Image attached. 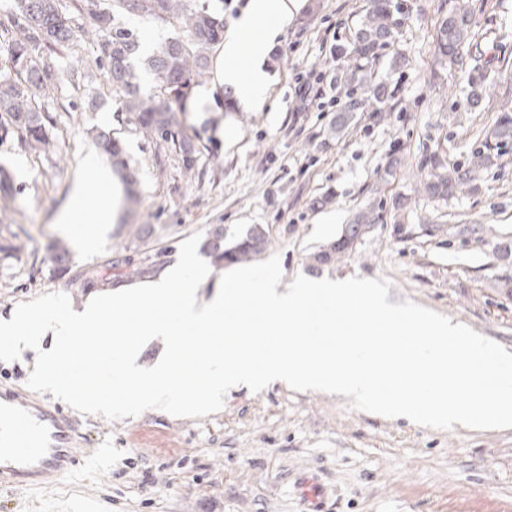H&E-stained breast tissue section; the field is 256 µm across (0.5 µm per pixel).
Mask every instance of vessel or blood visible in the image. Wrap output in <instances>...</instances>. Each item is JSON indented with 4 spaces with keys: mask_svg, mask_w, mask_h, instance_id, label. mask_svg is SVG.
Returning <instances> with one entry per match:
<instances>
[{
    "mask_svg": "<svg viewBox=\"0 0 512 512\" xmlns=\"http://www.w3.org/2000/svg\"><path fill=\"white\" fill-rule=\"evenodd\" d=\"M77 437L72 419L0 391V487L39 488L71 473Z\"/></svg>",
    "mask_w": 512,
    "mask_h": 512,
    "instance_id": "b4317fda",
    "label": "vessel or blood"
}]
</instances>
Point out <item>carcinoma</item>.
<instances>
[{"label": "carcinoma", "mask_w": 512, "mask_h": 512, "mask_svg": "<svg viewBox=\"0 0 512 512\" xmlns=\"http://www.w3.org/2000/svg\"><path fill=\"white\" fill-rule=\"evenodd\" d=\"M90 6L96 32L102 40L99 66L104 71L112 95L121 104L120 112L128 114L127 120L135 131L155 143H163L180 157L186 173L197 167L202 151L209 147L201 138L192 139L184 134L189 117L180 90L185 85L197 88L206 80L209 52L224 37L223 10L208 0H112L108 7L100 0H83ZM64 0H15L10 12V26L14 36L8 44L9 70L0 72V140L16 138L22 146L33 151H45L51 145L49 126L52 117L39 107L46 91L61 82L77 84L84 80L80 66L68 67L61 75L40 68L39 55L46 48L64 47L74 39V31L65 14ZM403 4L399 0H372V6L361 19L354 41L340 53L353 55L362 61L373 62L379 51L389 45L400 24ZM127 15L155 17L172 24L178 33L161 41L145 59L156 87L165 100L156 102L141 92L138 60L141 56L140 40L125 27L122 18ZM472 15L456 7L448 9L437 34L439 54L455 64L468 52V37ZM387 98L386 84H372L371 96L353 97L336 115L332 131L340 133L357 112L370 109L381 111ZM100 152L123 173L128 186L129 199L136 201L139 178L130 167L122 143L113 132L94 126L90 129ZM512 144V116L504 115L490 129L484 141L475 147L467 168L452 172L443 170L436 156H431V171L423 184L424 191L433 197L445 198L453 193L473 188L480 168L490 164L492 151L506 149ZM386 210L380 203H373L353 218L355 224H382ZM270 241L264 228L255 225L246 234L229 243L224 237L205 233L201 253L212 263L222 267L230 263L249 260L263 253ZM354 247L350 237L338 235L334 241L313 253L310 259L316 264H327L349 253ZM50 272L54 276L68 277L74 294L99 285L112 283V276L125 279L146 278L161 268L153 262L142 261L116 250L95 267L73 271L72 257L66 243L55 241L51 246Z\"/></svg>", "instance_id": "obj_1"}]
</instances>
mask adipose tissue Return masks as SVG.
Listing matches in <instances>:
<instances>
[{"instance_id":"adipose-tissue-1","label":"adipose tissue","mask_w":512,"mask_h":512,"mask_svg":"<svg viewBox=\"0 0 512 512\" xmlns=\"http://www.w3.org/2000/svg\"><path fill=\"white\" fill-rule=\"evenodd\" d=\"M305 0H249L234 21L218 49L215 82L233 90L229 111L262 107L270 76L266 61L287 23L303 7ZM81 173L72 181L65 204L56 215L83 256H93L113 224L122 215L125 185L112 171L107 159L95 153L79 162ZM92 180H85V173ZM97 191H90L89 182Z\"/></svg>"}]
</instances>
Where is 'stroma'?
I'll return each instance as SVG.
<instances>
[{"mask_svg": "<svg viewBox=\"0 0 512 512\" xmlns=\"http://www.w3.org/2000/svg\"><path fill=\"white\" fill-rule=\"evenodd\" d=\"M474 12L472 57L441 62L437 32L448 0H405L393 42L381 52L387 110L361 112L335 135L338 106L367 89L347 83L354 61L341 55L370 0H306L274 50L267 105L227 112L209 127L217 158L202 157L195 177L179 156L143 139L118 120L119 104L96 60L101 40L88 10L69 7L75 31L64 49L43 51L41 67H84L80 86L58 85L42 106L54 118L53 146L34 152L0 142V167L13 179L0 193V316L49 292H66L49 272L50 243L62 232L55 217L79 161L94 143L87 128L112 129L141 173L139 200L125 208L104 249L139 253L178 248L213 224L235 241L255 224L279 255L283 284L310 278H388V299L407 300L512 347V259L498 243L512 241V150L484 171L474 191L442 200L421 189L426 159L467 162L504 113L512 114V0H467ZM486 65L479 108L466 97L475 65ZM312 72L323 97L302 99L297 79ZM383 203L385 223L334 263L310 256L339 235L357 210ZM154 232L139 238L140 225ZM473 234H445V226ZM21 240L18 255L2 245ZM35 355L0 361V389L55 408L79 425L83 448L108 449L99 463L56 485L0 493V512H512V429H438L384 419L319 391L281 382L263 391L227 393L221 411L178 419L158 409L110 421L78 413L27 382Z\"/></svg>", "mask_w": 512, "mask_h": 512, "instance_id": "obj_1", "label": "stroma"}]
</instances>
